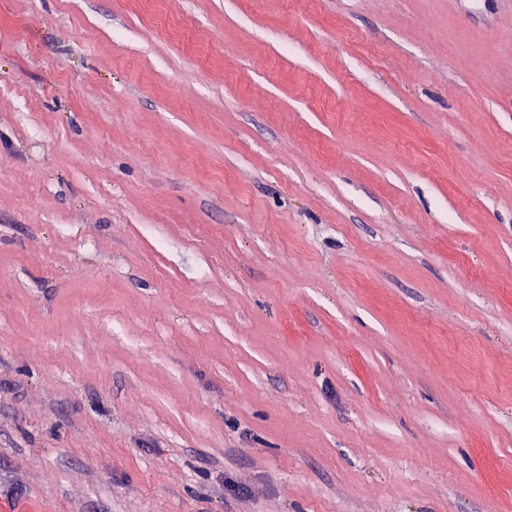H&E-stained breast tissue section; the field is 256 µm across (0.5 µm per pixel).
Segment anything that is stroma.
I'll list each match as a JSON object with an SVG mask.
<instances>
[{
  "instance_id": "35a3bbf8",
  "label": "stroma",
  "mask_w": 512,
  "mask_h": 512,
  "mask_svg": "<svg viewBox=\"0 0 512 512\" xmlns=\"http://www.w3.org/2000/svg\"><path fill=\"white\" fill-rule=\"evenodd\" d=\"M0 512H512V0H0Z\"/></svg>"
}]
</instances>
